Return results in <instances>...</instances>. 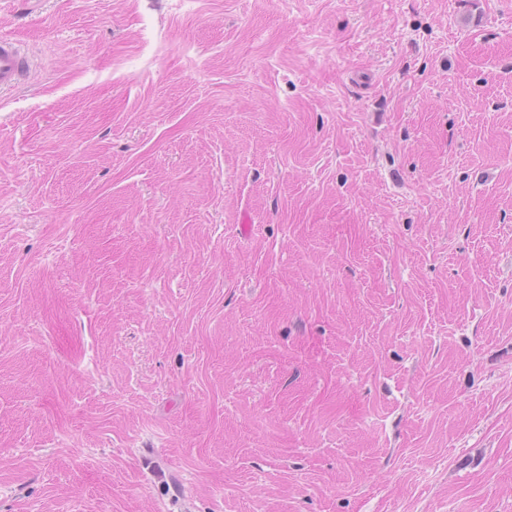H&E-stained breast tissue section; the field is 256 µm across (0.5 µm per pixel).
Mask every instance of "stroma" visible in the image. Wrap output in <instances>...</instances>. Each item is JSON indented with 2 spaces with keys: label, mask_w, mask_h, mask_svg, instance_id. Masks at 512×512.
<instances>
[{
  "label": "stroma",
  "mask_w": 512,
  "mask_h": 512,
  "mask_svg": "<svg viewBox=\"0 0 512 512\" xmlns=\"http://www.w3.org/2000/svg\"><path fill=\"white\" fill-rule=\"evenodd\" d=\"M1 37L0 512H512V0ZM30 67V57L21 48L19 42L0 39V89L18 86Z\"/></svg>",
  "instance_id": "obj_1"
}]
</instances>
